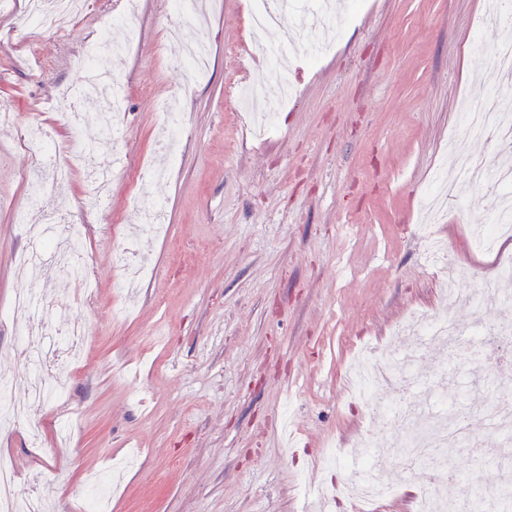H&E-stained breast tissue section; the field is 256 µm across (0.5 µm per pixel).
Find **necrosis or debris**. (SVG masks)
I'll use <instances>...</instances> for the list:
<instances>
[{
	"mask_svg": "<svg viewBox=\"0 0 512 512\" xmlns=\"http://www.w3.org/2000/svg\"><path fill=\"white\" fill-rule=\"evenodd\" d=\"M83 8V0H28L27 22L37 28H56L79 16ZM124 48V43L115 39L111 28L102 29L81 63L85 73L84 83L66 91L58 100L59 110L66 112L73 124L95 122L105 129L106 135L99 143L103 150L114 148L119 138L114 118L122 110L121 85L112 84L106 95L107 107L102 112L80 113L76 106L82 96L97 91L98 79L106 73L110 56L120 54ZM463 128L473 138L483 137L491 129L497 130L503 138L512 137V93H505L498 110L494 112L484 111L475 105L464 107ZM25 134L28 141L39 148L33 169L26 176L31 198H38L45 191L60 187L68 175L70 165L75 164L86 170L87 183L96 203L106 206L109 177L91 166L84 150H73L70 164L64 165L59 161V149L44 127L35 123L28 124ZM443 164L447 166L449 176L427 195V212L437 214L443 203L456 196L460 185L494 182L499 188V194L492 211L484 223L476 225L472 230L473 238L482 251H494L503 235L512 233V163L497 161L489 165L479 164L452 146L445 153ZM29 231L32 246L18 258L20 279L59 272L73 278L80 292L91 293L93 282L84 250L76 244L51 249L49 240L43 236L42 225H30ZM421 233L427 240L425 265L437 273L443 299H459V288L448 279L452 259L447 245L436 238L433 225H426ZM84 336V324L78 319L63 324L56 332L48 330L40 336L22 333L18 346L26 353L25 362L33 376L34 398L30 401L14 398L9 378L0 375V418L22 425L32 440H39L47 426L46 420L37 412L40 403L61 397L64 393L63 388L51 380L50 372L58 362L67 360L75 364L82 361L79 345ZM412 336L429 342L444 340L451 345L463 341V352L467 355L479 350L487 359L511 356L512 320H499L495 334L491 335L476 324L467 328L457 326L447 310L431 315H415L397 332L395 345L360 350L346 377L348 395L370 404L372 410L360 438V447H370L373 434L382 427L396 430L405 423L430 421L431 426L427 431L416 434L405 443L408 456L418 462L421 472L428 476L424 483L425 491L417 503V512H457V504L463 497L479 502L483 512H496L498 503L508 494L507 489L479 485L462 487L458 475L448 469L447 449L451 446L466 447L467 431L475 420L485 423L496 435L498 446H511L512 388L501 384L493 386L494 398L491 402L446 425L433 421L436 411L446 409L448 405V396L444 393H435L432 409L422 411L415 410L402 400L390 404L372 402V394L389 387L394 376H401L407 388L415 387L414 358L399 353L400 345ZM361 469L362 477L344 481L337 488L338 495L364 506L385 500L395 493V485L378 476L371 461H363ZM0 512H44L36 486H21L13 461L2 456Z\"/></svg>",
	"mask_w": 512,
	"mask_h": 512,
	"instance_id": "obj_1",
	"label": "necrosis or debris"
}]
</instances>
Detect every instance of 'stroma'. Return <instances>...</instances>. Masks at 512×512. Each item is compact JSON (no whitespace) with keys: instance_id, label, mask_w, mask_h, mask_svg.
I'll list each match as a JSON object with an SVG mask.
<instances>
[{"instance_id":"1","label":"stroma","mask_w":512,"mask_h":512,"mask_svg":"<svg viewBox=\"0 0 512 512\" xmlns=\"http://www.w3.org/2000/svg\"><path fill=\"white\" fill-rule=\"evenodd\" d=\"M251 0H206L190 37L212 49L208 74L190 77L167 40L174 22L167 0H138L124 16L123 0H89L88 11L63 33L31 27L25 0H0V107L17 115L0 123V374L15 396L30 383L16 358L25 325L8 310L21 284L16 258L30 239L23 178L36 158L22 130L34 122L63 146L94 150L95 166L111 173L109 200L97 209L81 170L39 200L37 218H65L80 241L96 287L75 303L64 279H33L34 295L52 299L47 327L80 318L90 344L82 363L56 372L65 402L43 403L54 418H76L58 443L46 428L32 444L17 424L0 423V455L13 458L21 481L37 480L49 512H85L91 472H107L130 447L138 465L110 492L109 512H303L298 475L318 472L335 482L322 451L352 453L364 429L363 405L342 385L359 345L391 343L393 326L412 309L441 308L438 284L423 264L426 240L421 199L430 188L448 139L494 161L495 140L464 137L463 105H492L480 78L488 73L502 31L482 27L486 0H357L339 20L329 53L291 73L297 93L278 127L255 138L234 107L238 82L261 83L267 103L278 98L281 75L246 55ZM123 15L132 40L111 61L123 87L115 150H98L100 125L67 126L54 101L81 85V59L106 17ZM179 97L184 131L172 158L159 149L165 106ZM159 168L160 179L133 184L137 168ZM495 202L487 187L468 188L450 202L436 232L464 269L463 294L481 308L459 307L467 327L497 317L484 288L512 262V240L499 254H478L469 227ZM160 209L165 236H137L140 214ZM150 270L131 315L113 263L126 239ZM425 382L441 379L450 398L447 418L479 408L489 393L464 360L434 348L416 366ZM289 409L302 443L283 452L282 409ZM474 451L453 449L465 482L500 483L512 476V453L489 461L486 430L471 435ZM378 465L397 492L378 512H414L421 491L401 454L397 434L378 432Z\"/></svg>"}]
</instances>
